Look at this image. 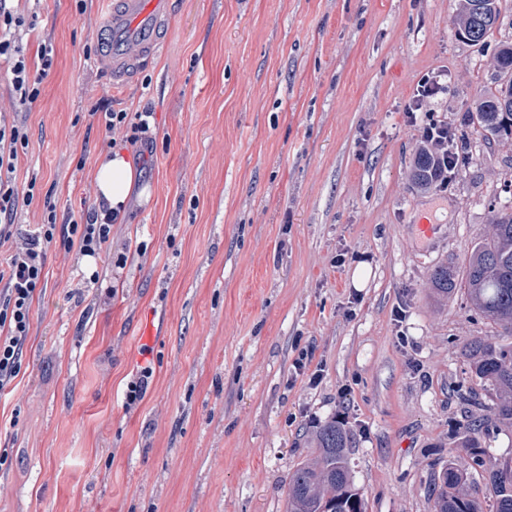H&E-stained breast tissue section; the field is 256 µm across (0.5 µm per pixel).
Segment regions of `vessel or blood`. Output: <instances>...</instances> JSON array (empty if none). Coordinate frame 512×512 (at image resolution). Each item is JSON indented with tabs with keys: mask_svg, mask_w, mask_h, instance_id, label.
<instances>
[{
	"mask_svg": "<svg viewBox=\"0 0 512 512\" xmlns=\"http://www.w3.org/2000/svg\"><path fill=\"white\" fill-rule=\"evenodd\" d=\"M172 25V0H112L99 24V60L125 82L160 54Z\"/></svg>",
	"mask_w": 512,
	"mask_h": 512,
	"instance_id": "1",
	"label": "vessel or blood"
}]
</instances>
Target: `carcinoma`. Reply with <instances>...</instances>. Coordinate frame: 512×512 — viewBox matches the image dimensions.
<instances>
[{
    "label": "carcinoma",
    "mask_w": 512,
    "mask_h": 512,
    "mask_svg": "<svg viewBox=\"0 0 512 512\" xmlns=\"http://www.w3.org/2000/svg\"><path fill=\"white\" fill-rule=\"evenodd\" d=\"M501 14L502 0H460L457 34L484 49ZM494 57L497 84L476 96L477 120L486 138L512 139V44L499 45ZM412 177L425 187L442 177L438 161L424 148L415 156ZM492 225L491 238L478 242L466 260L464 288L476 310L512 336V212L494 213ZM458 281L455 269L439 266L431 288L446 300ZM466 355L491 403L472 390H459L463 404L487 413L463 426L459 459L434 472V512H512V458L487 466L486 449L478 437L512 429V342L477 338L468 343ZM314 441L313 461L298 465L289 478L288 512H366L348 462L345 425L333 419L317 426ZM484 474L490 486L487 494L477 486V478Z\"/></svg>",
    "instance_id": "obj_1"
}]
</instances>
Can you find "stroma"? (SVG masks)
Listing matches in <instances>:
<instances>
[{
    "instance_id": "1",
    "label": "stroma",
    "mask_w": 512,
    "mask_h": 512,
    "mask_svg": "<svg viewBox=\"0 0 512 512\" xmlns=\"http://www.w3.org/2000/svg\"><path fill=\"white\" fill-rule=\"evenodd\" d=\"M457 2L174 0L164 51L116 86L98 0H18L37 16L28 55L55 50L18 181L37 175L66 212L106 157L80 115L148 108L156 126L111 257L47 254L0 392V512H286L331 419L351 431L366 512H433L431 473L467 421L456 391L480 384L464 349L499 329L464 289L437 300L430 276L463 270L492 210L512 209V139L487 142L470 105L494 51L457 37ZM428 73L444 92L408 123ZM431 118L468 161L425 190L412 166ZM304 352L317 385L296 372ZM152 375L153 368L146 366L141 369L133 380L128 382L125 395L127 407H135L142 401Z\"/></svg>"
}]
</instances>
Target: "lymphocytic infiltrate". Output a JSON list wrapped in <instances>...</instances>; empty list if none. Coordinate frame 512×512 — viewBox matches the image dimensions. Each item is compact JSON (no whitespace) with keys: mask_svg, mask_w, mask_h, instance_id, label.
Instances as JSON below:
<instances>
[{"mask_svg":"<svg viewBox=\"0 0 512 512\" xmlns=\"http://www.w3.org/2000/svg\"><path fill=\"white\" fill-rule=\"evenodd\" d=\"M35 26L34 19L14 12L0 0V66L5 67L12 85L13 109L0 113V243L11 240L20 205H31L36 196V180L18 186L15 172L19 154L28 146L25 123L19 114L41 94V74L53 63L52 44H41L37 58L41 73H34L23 39ZM89 124L104 134L103 147L133 149L135 154L151 150L150 129L153 112H129L96 106L87 114ZM41 216L10 255L6 269H0V390L8 387L21 369L22 349L30 334L32 305L45 286L47 250L60 243L75 257H99L111 244L112 226L120 218L98 198L85 199L80 210L59 216L51 196H44Z\"/></svg>","mask_w":512,"mask_h":512,"instance_id":"lymphocytic-infiltrate-1","label":"lymphocytic infiltrate"}]
</instances>
